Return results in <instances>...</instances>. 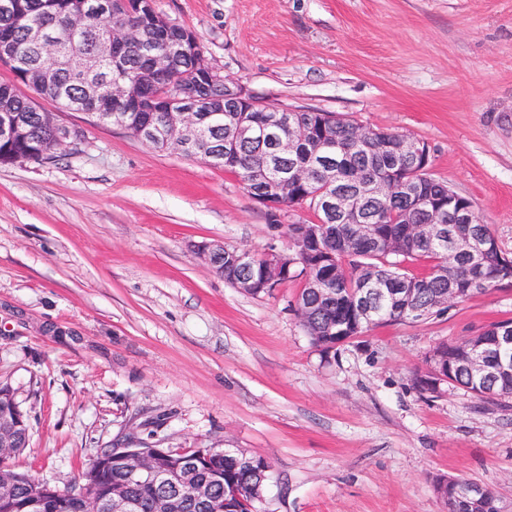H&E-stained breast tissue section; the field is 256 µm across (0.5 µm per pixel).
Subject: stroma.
<instances>
[{"mask_svg": "<svg viewBox=\"0 0 512 512\" xmlns=\"http://www.w3.org/2000/svg\"><path fill=\"white\" fill-rule=\"evenodd\" d=\"M154 7L262 104L428 143L434 175L512 255V0ZM19 91L84 139L0 163V387L30 434L12 466L64 487L104 448H238L271 466L261 512H448V477L512 504V398L415 385L438 343L512 318V287L321 352L300 281L253 297L193 251L288 249L311 211L269 216L235 175Z\"/></svg>", "mask_w": 512, "mask_h": 512, "instance_id": "35a3bbf8", "label": "stroma"}]
</instances>
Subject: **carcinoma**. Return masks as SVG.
Instances as JSON below:
<instances>
[{"label":"carcinoma","instance_id":"cac0c4a2","mask_svg":"<svg viewBox=\"0 0 512 512\" xmlns=\"http://www.w3.org/2000/svg\"><path fill=\"white\" fill-rule=\"evenodd\" d=\"M102 1L109 3V10L99 26L85 27L78 23L81 16L96 12ZM11 3L15 5L12 10L0 7V61L6 58L17 60L18 65L12 66L15 76L39 95L66 109L90 108L86 103L84 79L75 66L59 67L51 78L46 76L45 70L58 58L71 60L96 55L100 39L110 32L115 19L121 17L129 23L136 22V18L127 15V12L137 10L136 0H11ZM37 24L47 25L55 56L50 57L28 43L27 29ZM186 33L187 29L176 27L170 33V43L138 45L126 55L121 74L131 92L139 91L137 78L147 55L169 53L170 46L183 40ZM115 77L116 72L109 62L103 64L92 79L106 90ZM173 77L193 84L197 94L224 112V123L209 127L207 141L193 153L194 158L201 159L211 150L224 147L230 125L239 113L224 111V82L210 80L196 68L193 56L182 53L175 57ZM0 109L19 112L26 118L22 135L0 143V163H10L15 157L29 155L53 141L55 130L50 117L32 100L19 96L10 84H0ZM296 116L310 134L316 132L320 121L336 125V147L324 155V161L336 167L338 196L356 195L355 172L358 170H372L378 175L393 171L402 177L417 167L412 153L374 152L368 143L357 138L352 122L339 120L331 112H298ZM237 155L238 163L224 171L237 176L245 187L251 185L257 172L276 174L291 166L290 158L278 154L270 139L241 143L237 145ZM415 182L421 187V194L439 203L438 219H432L429 211L418 208L411 194L401 189H390L364 199L358 208L330 218L318 208L313 198L318 184L282 187L286 198H306V205L314 214L311 221L288 225L289 235L305 231L317 236L315 244L298 255V262L284 280L305 282L312 277L323 281L324 286L333 289L335 294V298L327 302L305 287L299 292V296L313 305L314 317L303 322V327L312 343L322 351L328 352L341 341L351 340L380 323H417L439 316L445 309L436 307V303L450 289L455 298L461 299L512 285V276H507L502 267L501 250L495 249L478 259L453 250L450 234L460 228L456 224V213L470 207V201L457 193L448 196V185L431 172L415 176ZM424 223L431 224V233L425 238L413 236L410 226ZM357 224L372 225L373 235L353 238ZM421 262L427 263L423 273L415 275L408 271L407 265ZM370 288H400L406 296L402 302H392L378 295L369 297L367 290ZM509 323L512 324L511 318L492 322L475 338L438 344L428 357L429 371L417 378L416 387L422 393L433 392L429 377L432 370L442 365L448 369L455 384L471 387L473 395L480 400L511 397V374L500 375L494 393L488 394L462 369L464 362L483 353L493 360L512 361V344L494 345L496 329ZM227 462L219 448L199 468L192 469L190 479L203 481L220 477L234 484L242 499L251 500L252 483L259 482V476L243 467L232 472L228 470ZM16 475L19 480L14 497L19 503L41 482L26 472L18 471ZM100 480L103 484L123 483L125 474L122 468L114 466L100 471ZM127 489L138 502L139 512H153L156 490L152 486L129 482Z\"/></svg>","mask_w":512,"mask_h":512}]
</instances>
